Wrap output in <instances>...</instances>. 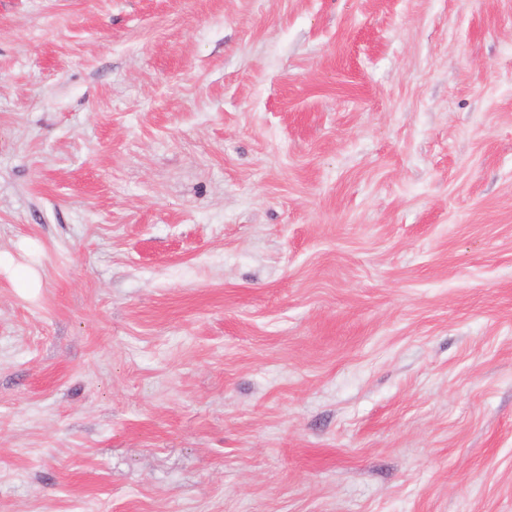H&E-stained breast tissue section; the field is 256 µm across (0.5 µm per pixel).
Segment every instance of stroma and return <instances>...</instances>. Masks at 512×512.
Listing matches in <instances>:
<instances>
[{
  "label": "stroma",
  "instance_id": "obj_1",
  "mask_svg": "<svg viewBox=\"0 0 512 512\" xmlns=\"http://www.w3.org/2000/svg\"><path fill=\"white\" fill-rule=\"evenodd\" d=\"M0 512H512V0H0Z\"/></svg>",
  "mask_w": 512,
  "mask_h": 512
}]
</instances>
